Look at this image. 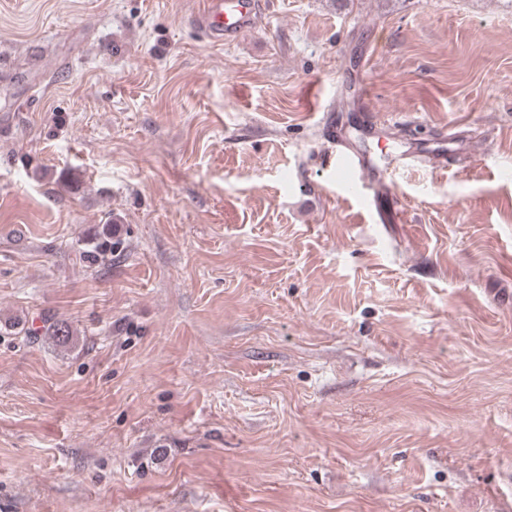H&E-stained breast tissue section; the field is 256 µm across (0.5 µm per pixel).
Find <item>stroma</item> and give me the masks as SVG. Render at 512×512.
<instances>
[{
	"label": "stroma",
	"instance_id": "obj_1",
	"mask_svg": "<svg viewBox=\"0 0 512 512\" xmlns=\"http://www.w3.org/2000/svg\"><path fill=\"white\" fill-rule=\"evenodd\" d=\"M264 3L0 0V512H512V0ZM260 4L258 0H202L194 22L214 43H232L251 27ZM336 169L340 171L360 170L363 172L365 176L362 184L363 189L370 185L382 188H387V185L393 187L392 174L395 168L378 166L366 152H360L350 146L343 135H339L336 139ZM44 336H48V339L58 347H67L74 341L76 331L73 327L65 321H55L43 326Z\"/></svg>",
	"mask_w": 512,
	"mask_h": 512
}]
</instances>
